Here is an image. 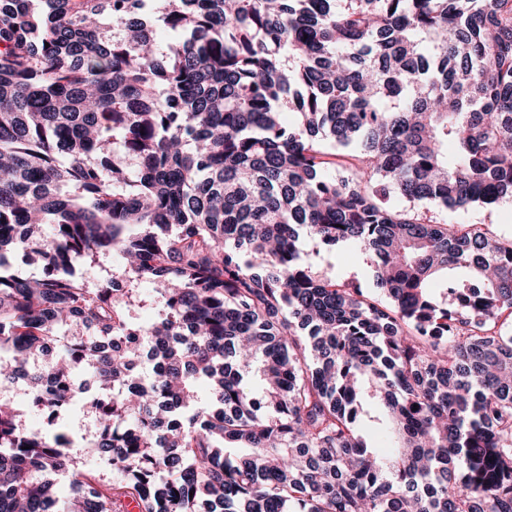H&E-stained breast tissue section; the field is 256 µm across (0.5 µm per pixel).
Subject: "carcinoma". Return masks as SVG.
Instances as JSON below:
<instances>
[{"label":"carcinoma","mask_w":512,"mask_h":512,"mask_svg":"<svg viewBox=\"0 0 512 512\" xmlns=\"http://www.w3.org/2000/svg\"><path fill=\"white\" fill-rule=\"evenodd\" d=\"M511 197L512 0H0V512H512ZM445 218L457 224H486L499 236L512 237V199L491 206L449 211ZM313 260L314 268L320 274L352 281L365 294L382 298L374 284L370 257L356 245L346 243L333 251L321 250L320 255L314 256ZM0 400L9 403H19L23 407L22 425L26 430L37 429L43 425L45 414L27 404L26 392L21 383L0 388ZM85 402V394L77 393L74 401L75 413L68 421L70 433L80 447H83L96 431L95 419L91 412L84 407Z\"/></svg>","instance_id":"cac0c4a2"}]
</instances>
